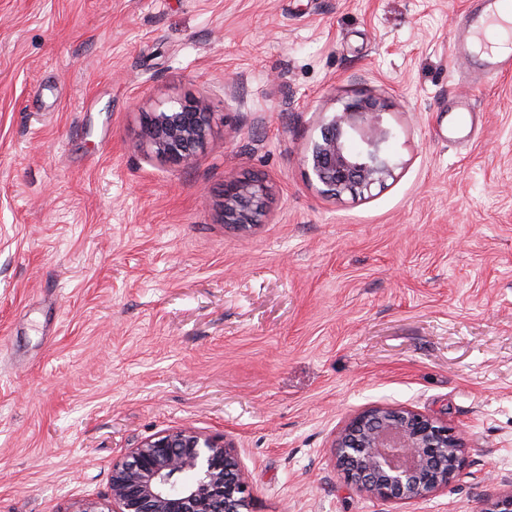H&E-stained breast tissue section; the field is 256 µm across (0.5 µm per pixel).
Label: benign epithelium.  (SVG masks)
Returning <instances> with one entry per match:
<instances>
[{
  "label": "benign epithelium",
  "instance_id": "obj_1",
  "mask_svg": "<svg viewBox=\"0 0 512 512\" xmlns=\"http://www.w3.org/2000/svg\"><path fill=\"white\" fill-rule=\"evenodd\" d=\"M212 114L185 100L143 114V134L159 156L180 162L203 147ZM362 132L363 146L351 147ZM390 131L378 104L344 103L306 157L310 176L334 196L363 195L384 186L394 167L385 151ZM267 188L258 181L224 186V223L252 224ZM344 483L382 501L425 499L448 486L465 465V440L447 422L405 407L379 405L354 417L334 444ZM107 512H249V478L222 436L169 430L112 462Z\"/></svg>",
  "mask_w": 512,
  "mask_h": 512
}]
</instances>
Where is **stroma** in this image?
Masks as SVG:
<instances>
[{"label":"stroma","mask_w":512,"mask_h":512,"mask_svg":"<svg viewBox=\"0 0 512 512\" xmlns=\"http://www.w3.org/2000/svg\"><path fill=\"white\" fill-rule=\"evenodd\" d=\"M478 0H0V512L104 506L112 463L231 440L251 512H487L512 493V72L453 56ZM393 133L384 187L305 162L345 101ZM213 114L186 162L144 113ZM257 179L258 223L224 221ZM376 405L448 421L458 479L342 481ZM267 188L258 181L237 182L224 187V221L253 224L263 211Z\"/></svg>","instance_id":"1"}]
</instances>
